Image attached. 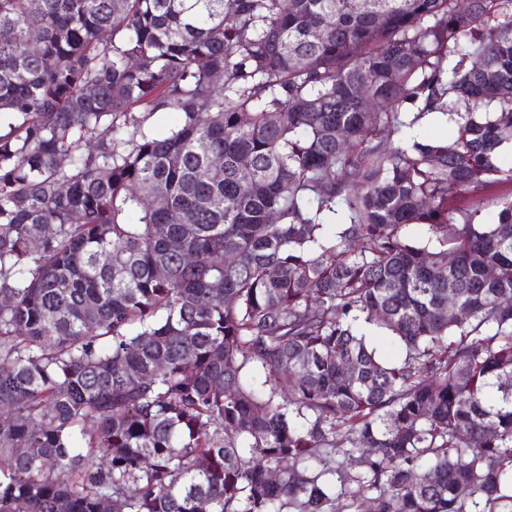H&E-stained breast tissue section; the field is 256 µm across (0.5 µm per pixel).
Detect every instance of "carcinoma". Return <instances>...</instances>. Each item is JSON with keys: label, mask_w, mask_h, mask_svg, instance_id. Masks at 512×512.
I'll list each match as a JSON object with an SVG mask.
<instances>
[{"label": "carcinoma", "mask_w": 512, "mask_h": 512, "mask_svg": "<svg viewBox=\"0 0 512 512\" xmlns=\"http://www.w3.org/2000/svg\"><path fill=\"white\" fill-rule=\"evenodd\" d=\"M510 142L512 0H0V512L512 508ZM412 119L413 113L401 112L400 120L405 122L407 125L402 128V132L400 134L394 137L395 145L400 142H407L413 138L420 139L422 136L450 138L456 134V127L447 122L446 117L441 114H430L415 124L408 125ZM512 197V181H505L488 188L482 195V213L481 217L490 220L496 216L499 205L503 199Z\"/></svg>", "instance_id": "carcinoma-1"}]
</instances>
